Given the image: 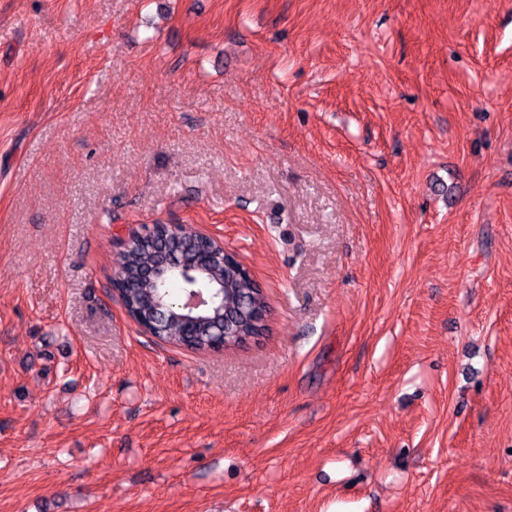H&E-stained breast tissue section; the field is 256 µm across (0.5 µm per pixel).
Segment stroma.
Returning <instances> with one entry per match:
<instances>
[{"label": "stroma", "mask_w": 512, "mask_h": 512, "mask_svg": "<svg viewBox=\"0 0 512 512\" xmlns=\"http://www.w3.org/2000/svg\"><path fill=\"white\" fill-rule=\"evenodd\" d=\"M154 224L260 344L141 332ZM0 512H512V0H0ZM166 225L169 228H157ZM173 224H154L148 231L153 234H134L123 241L122 261L113 273L122 275L131 287L123 288L122 302L126 313L135 320L151 321L152 336L157 340L176 347L195 352L212 351L216 326L223 324L224 309L229 325H239L234 332L240 336H252L260 339L269 333L265 322L255 324L246 320L252 302L268 307L266 296L257 281L240 279L230 272H224L220 266L208 264L197 272L194 279L191 270H187L184 279L194 280L198 288H209L219 281L224 283L221 292L223 300L202 314L184 313L174 296L173 289H184V280L178 273L169 274L165 280H154L152 271L161 261L175 262L189 267L195 264L199 250L205 242L198 235H192L183 227L172 229ZM127 243V244H126ZM147 270L150 271L146 275ZM164 295V307H158L160 295ZM269 308V307H268ZM194 327V333L188 335V326Z\"/></svg>", "instance_id": "1"}]
</instances>
